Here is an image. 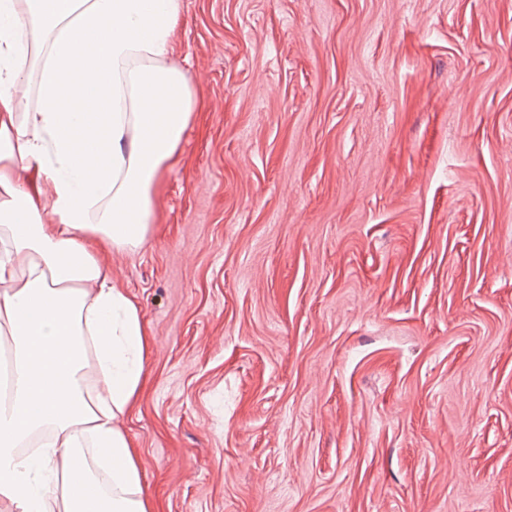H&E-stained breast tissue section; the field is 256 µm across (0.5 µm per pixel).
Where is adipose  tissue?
Wrapping results in <instances>:
<instances>
[{
	"instance_id": "adipose-tissue-1",
	"label": "adipose tissue",
	"mask_w": 512,
	"mask_h": 512,
	"mask_svg": "<svg viewBox=\"0 0 512 512\" xmlns=\"http://www.w3.org/2000/svg\"><path fill=\"white\" fill-rule=\"evenodd\" d=\"M182 0H0V512H156L123 427L149 332L102 252L150 235L197 107Z\"/></svg>"
}]
</instances>
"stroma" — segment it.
Segmentation results:
<instances>
[{
	"label": "stroma",
	"mask_w": 512,
	"mask_h": 512,
	"mask_svg": "<svg viewBox=\"0 0 512 512\" xmlns=\"http://www.w3.org/2000/svg\"><path fill=\"white\" fill-rule=\"evenodd\" d=\"M199 106L107 252L158 512H512V0H183Z\"/></svg>",
	"instance_id": "stroma-1"
}]
</instances>
